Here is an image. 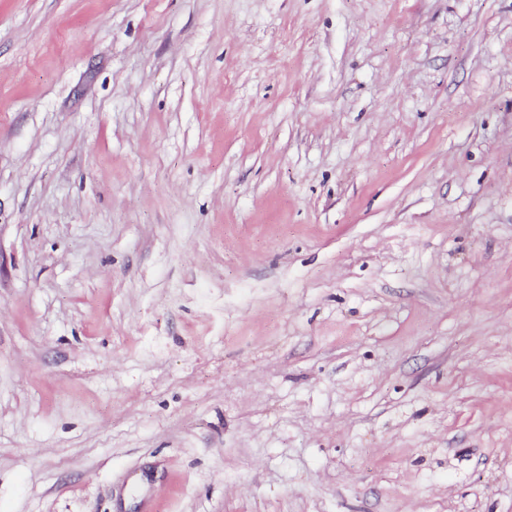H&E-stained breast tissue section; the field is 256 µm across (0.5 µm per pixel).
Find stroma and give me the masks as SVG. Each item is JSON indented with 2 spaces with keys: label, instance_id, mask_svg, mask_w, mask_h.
Segmentation results:
<instances>
[{
  "label": "stroma",
  "instance_id": "1",
  "mask_svg": "<svg viewBox=\"0 0 512 512\" xmlns=\"http://www.w3.org/2000/svg\"><path fill=\"white\" fill-rule=\"evenodd\" d=\"M512 512V0H0V512Z\"/></svg>",
  "mask_w": 512,
  "mask_h": 512
}]
</instances>
